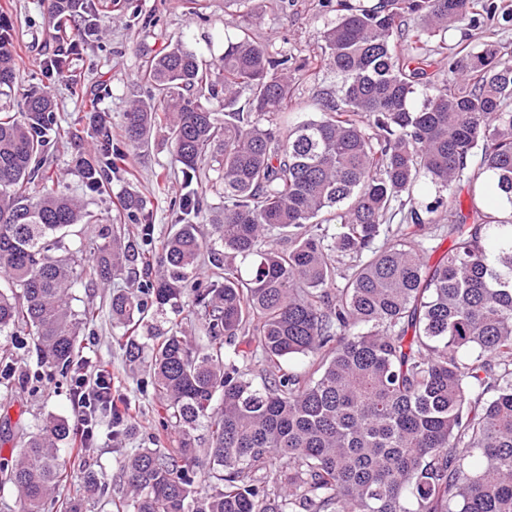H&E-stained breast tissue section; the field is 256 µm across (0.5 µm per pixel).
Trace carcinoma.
Listing matches in <instances>:
<instances>
[{"label":"carcinoma","mask_w":512,"mask_h":512,"mask_svg":"<svg viewBox=\"0 0 512 512\" xmlns=\"http://www.w3.org/2000/svg\"><path fill=\"white\" fill-rule=\"evenodd\" d=\"M80 2L48 9L77 18L85 40L99 19L94 0ZM498 10L497 0H336V24L319 33L313 58L274 52L244 28L215 63L183 44L144 62L152 104L133 102L121 142L139 148L165 120L184 193L170 202L173 231L160 250L107 230L94 260L103 280L136 260L163 270L146 296L112 297L110 312L179 441L126 457L116 512H512V49L462 48L442 73L427 49ZM414 16L422 26H409ZM323 67L340 85L317 99L316 117L295 120L294 86ZM20 78L0 33V95ZM61 131L45 85L0 113V337H33L39 382L75 371L80 325L100 316L71 305L78 260L65 238L97 220L49 175ZM88 134L93 147L74 168L102 194L126 155L95 116ZM206 167L224 191L214 243L193 223V183ZM422 182L448 199L418 206ZM486 190L482 211L473 201ZM122 209L152 241L145 198L129 192ZM430 225L450 240L435 264ZM275 235L288 246L271 244ZM185 293L202 346L149 325ZM299 356L310 358L307 371L284 370ZM99 415L112 416V438L128 432L126 409L100 392L82 434L56 416L20 428L18 450L0 457V491H17L15 512H44L69 466L85 471L86 492L110 493L112 480L90 468ZM203 425L205 444L195 435Z\"/></svg>","instance_id":"obj_1"}]
</instances>
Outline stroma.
I'll list each match as a JSON object with an SVG mask.
<instances>
[{
    "label": "stroma",
    "mask_w": 512,
    "mask_h": 512,
    "mask_svg": "<svg viewBox=\"0 0 512 512\" xmlns=\"http://www.w3.org/2000/svg\"><path fill=\"white\" fill-rule=\"evenodd\" d=\"M192 9L189 0H95L100 30L95 39L81 42L67 79H51L55 110L62 126L75 125L79 117L98 110L106 113L113 136H120L124 114L133 97H146V90H135L138 72L148 57L166 45L182 41L196 51L203 62L211 63L224 53V41L238 27L250 23L257 39L274 50L302 58L316 52L317 35L335 25L337 14L322 7L319 0H304L303 6L259 7L248 13L237 0H200ZM0 19L6 20L13 34V51L21 70L32 72V61L51 57L62 39H76L78 27L67 22L58 27L47 10V0H0ZM487 39L512 45V21L496 22L481 28L449 27L445 35L448 50L461 46L477 47ZM126 173L113 177L108 193L88 194L84 202L100 218L96 224L71 227L66 241L71 249L83 250L85 270L72 290L74 310L87 304L100 306L96 322L82 329L84 358L92 369L109 372L112 394L130 404L132 427L126 437L112 438L111 424L98 427L94 467L109 474L120 472V463L132 449L151 446L173 448L178 442L174 430L166 428L164 405L146 388L147 374L130 371L123 350L116 342L107 306L113 294L136 289L145 283L142 269L125 266L108 281H100L91 269L89 251L97 242L102 226L119 225V199L129 191L147 197L153 209V239L161 241L171 229L168 204L183 191L182 175L172 162L171 148L163 128H154L148 148L125 160ZM13 378L0 382V455L10 454L8 438L19 427L31 426L56 415L74 418L69 396L70 381L29 383L25 377L36 368L33 341L13 349Z\"/></svg>",
    "instance_id": "stroma-1"
}]
</instances>
